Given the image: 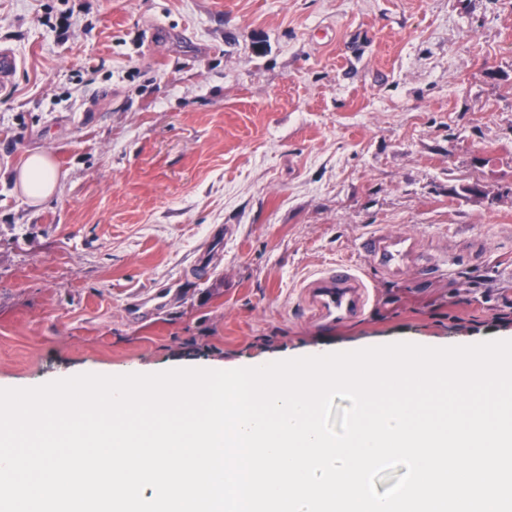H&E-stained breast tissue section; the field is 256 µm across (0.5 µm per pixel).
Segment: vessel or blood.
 <instances>
[{"label": "vessel or blood", "mask_w": 512, "mask_h": 512, "mask_svg": "<svg viewBox=\"0 0 512 512\" xmlns=\"http://www.w3.org/2000/svg\"><path fill=\"white\" fill-rule=\"evenodd\" d=\"M416 248L413 238L401 233H370L360 239V253L387 276H400ZM304 300L317 320L336 322L362 314L370 292L352 266L339 264L305 285Z\"/></svg>", "instance_id": "1"}]
</instances>
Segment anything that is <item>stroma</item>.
<instances>
[{"label":"stroma","mask_w":512,"mask_h":512,"mask_svg":"<svg viewBox=\"0 0 512 512\" xmlns=\"http://www.w3.org/2000/svg\"><path fill=\"white\" fill-rule=\"evenodd\" d=\"M1 45L0 383L512 337V0H0ZM339 262L374 301L322 324ZM14 182L31 206H39L55 194L59 174L52 158L36 151L25 159L14 175ZM415 248V240L401 233H370L360 239L363 258L389 277L403 273Z\"/></svg>","instance_id":"stroma-1"}]
</instances>
